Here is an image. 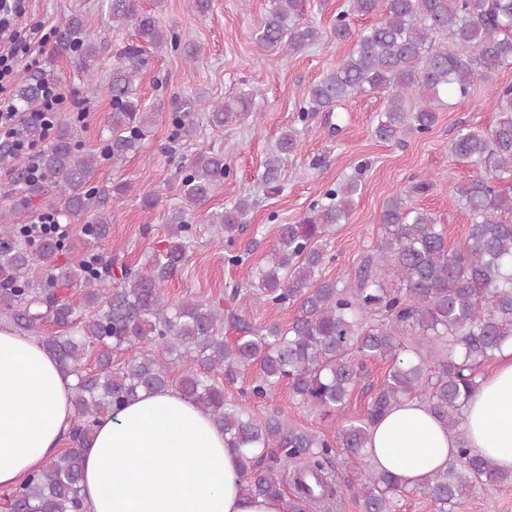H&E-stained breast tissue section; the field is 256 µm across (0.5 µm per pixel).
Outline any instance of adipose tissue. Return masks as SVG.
Instances as JSON below:
<instances>
[{"mask_svg": "<svg viewBox=\"0 0 512 512\" xmlns=\"http://www.w3.org/2000/svg\"><path fill=\"white\" fill-rule=\"evenodd\" d=\"M75 379L42 341L0 326V489L19 485L61 449L74 415ZM464 438L426 405L392 407L370 433L371 463L411 489L446 468L459 445L512 472V347L465 408ZM238 458L198 405L169 387L106 419L84 453L82 512H281L247 498Z\"/></svg>", "mask_w": 512, "mask_h": 512, "instance_id": "obj_1", "label": "adipose tissue"}]
</instances>
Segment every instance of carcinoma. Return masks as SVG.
I'll return each mask as SVG.
<instances>
[{
    "mask_svg": "<svg viewBox=\"0 0 512 512\" xmlns=\"http://www.w3.org/2000/svg\"><path fill=\"white\" fill-rule=\"evenodd\" d=\"M309 0H269L256 40L264 48L299 53L320 42L324 33L303 19ZM115 27L134 26L137 42L127 45L104 88L112 100L107 152L115 160L138 149L152 124V111L136 92L147 64L146 48L177 43L139 0H110ZM352 15L377 21L351 30ZM333 35L353 40L348 54L309 89L296 122L278 138L277 154L265 163L268 191L281 189L282 156L297 150L301 130L316 112L333 113L361 94L379 96L384 107L374 117L373 134L401 143L436 124L444 99L470 97L476 83L512 65V0H350L336 14ZM59 48L77 53L88 68L100 47L73 16L60 29ZM421 95L413 97V90ZM24 110L35 108L41 83L17 88ZM252 97L239 96L208 106L217 128L238 119ZM202 106L196 96L179 99L172 109L176 134H190ZM495 121L486 130L470 129L450 141L449 153L472 164L477 175L454 185L458 205L469 217L468 234L451 250L437 219L390 196L379 216L376 240L356 281L322 278L336 256L328 238L345 223L362 190L365 165L327 189L296 224H281L266 261L250 268L246 292L260 302L293 305L297 315L284 326H254L221 302L185 298L167 300L161 282L189 260L192 225L186 216L224 183L230 170L224 155H198L181 178L182 207L172 212L163 248L135 268L94 255L59 262L65 244L52 236L36 249L16 226L0 238V321L21 334L44 323L57 327L42 341L61 369L75 377L74 418L69 446L8 495L9 512H80L83 449L98 425L143 391L174 387L196 403L224 431L239 453L243 491L274 497L282 512H340L344 489H356L362 512H397L405 493L430 499L436 512H460L466 491L512 484V473L498 470L472 449L461 447L444 470L416 488L400 487L367 458L371 428L393 406L416 400L441 418L448 431L464 434V410L479 388L477 367L512 346V85L497 89ZM77 129L57 122L53 141L40 159L41 177L27 183V194L0 208V223L11 224L30 198L49 192L61 204L60 215L78 216L93 208L90 182L99 163L92 151L76 146ZM249 197L210 216L212 231L232 249L244 231ZM110 220L95 214L84 228L90 242L109 237ZM43 275L29 277L34 266ZM81 295L75 306L70 289ZM237 337L224 340V327ZM100 350L98 367L85 361ZM128 359L112 364V352ZM389 361V369L365 413L347 419L330 438L289 425L275 409L258 417L224 394L249 371L255 374L242 392L255 400H273L288 386L293 400L323 417L340 416L362 378L365 361ZM183 365L172 378L171 366ZM352 465L341 482L335 460Z\"/></svg>",
    "mask_w": 512,
    "mask_h": 512,
    "instance_id": "cac0c4a2",
    "label": "carcinoma"
}]
</instances>
